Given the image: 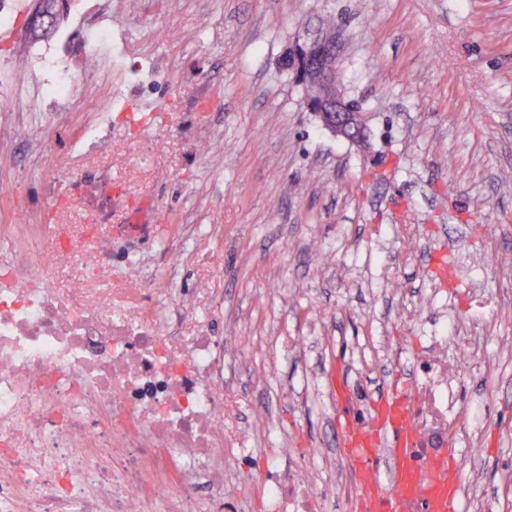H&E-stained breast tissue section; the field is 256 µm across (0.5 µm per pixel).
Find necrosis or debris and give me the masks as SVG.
<instances>
[{
	"label": "necrosis or debris",
	"mask_w": 512,
	"mask_h": 512,
	"mask_svg": "<svg viewBox=\"0 0 512 512\" xmlns=\"http://www.w3.org/2000/svg\"><path fill=\"white\" fill-rule=\"evenodd\" d=\"M82 72L81 87L58 54ZM53 70L37 90L58 123L77 125L87 167L46 168L50 203L21 208L0 226V512H371L367 473L341 469L313 477L319 448H270L258 454L259 430L239 424L241 410L271 420L259 403L242 406L224 383V361L246 339L224 333L209 300L222 265L196 257L192 289L159 278L137 244L153 201L115 182L96 164L112 123V68L83 40L58 47L21 44L0 66ZM82 220L70 221L72 212ZM128 247L112 259V239ZM456 320L424 339L409 389L401 395L410 434L409 465L433 479L448 460V431L463 429L460 466L475 467V433L486 407L462 401L473 367Z\"/></svg>",
	"instance_id": "1"
}]
</instances>
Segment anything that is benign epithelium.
I'll return each mask as SVG.
<instances>
[{
    "label": "benign epithelium",
    "instance_id": "benign-epithelium-1",
    "mask_svg": "<svg viewBox=\"0 0 512 512\" xmlns=\"http://www.w3.org/2000/svg\"><path fill=\"white\" fill-rule=\"evenodd\" d=\"M337 38L338 34L326 31L297 37L283 53L280 68L293 74L295 81L303 86L307 108L321 126L335 136L364 146L367 130L362 113L346 98L332 73Z\"/></svg>",
    "mask_w": 512,
    "mask_h": 512
}]
</instances>
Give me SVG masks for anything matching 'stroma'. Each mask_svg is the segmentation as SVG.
<instances>
[{
  "label": "stroma",
  "instance_id": "1",
  "mask_svg": "<svg viewBox=\"0 0 512 512\" xmlns=\"http://www.w3.org/2000/svg\"><path fill=\"white\" fill-rule=\"evenodd\" d=\"M30 40L58 44L112 28V81L143 84L117 112H151L161 147L128 159L112 123V175L180 225L189 252L222 250L224 333L248 337L234 377L243 399L279 411L270 441L343 456L345 399L366 412L408 387L444 316L478 342L469 392L497 422L463 469L468 512H502L512 489V0H54ZM335 22L348 98L365 115L361 148L325 130L278 60L304 27ZM30 139L0 150V181L24 204L47 190ZM456 285L440 287L443 262ZM497 293L499 312L483 310ZM428 306L425 321L411 308ZM303 337L299 351L280 338ZM499 361L485 377V359Z\"/></svg>",
  "mask_w": 512,
  "mask_h": 512
}]
</instances>
